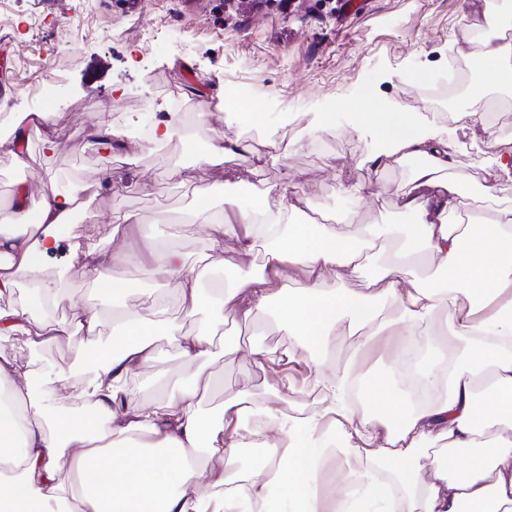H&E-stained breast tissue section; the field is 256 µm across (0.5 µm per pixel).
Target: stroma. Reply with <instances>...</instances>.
I'll return each mask as SVG.
<instances>
[{"mask_svg": "<svg viewBox=\"0 0 512 512\" xmlns=\"http://www.w3.org/2000/svg\"><path fill=\"white\" fill-rule=\"evenodd\" d=\"M505 8L512 10V0H300L288 13L274 5L254 10L251 0H139L134 7L125 0H0V58L13 64L9 98L17 104L12 118L0 120V206L21 189L39 200V190L29 187L34 171L42 187L62 194L79 192L106 172L114 182L84 199L62 234L64 247L40 260L46 276H62L63 301L37 304L36 284L22 278L12 294L0 297V306L27 304L36 317L65 323L71 303L81 302L100 317V342L111 343L114 306L144 314L153 307L157 284L140 272L148 259L145 242L175 248L190 264L202 258L207 233L191 217L202 187L211 190L215 205L228 200L241 208L287 187L308 198L304 217L335 225L339 233L359 238L375 226L377 238L362 266L338 282L369 287L409 238L413 218L399 202L410 168L395 166L374 177L363 159L377 145L354 130L353 115L366 111L369 100L394 99L411 114L447 124L449 114L419 96L446 77L464 80L465 52L486 13ZM47 58L54 64L49 79L42 76ZM44 84L58 111L38 130L28 117L39 109L32 92ZM168 96L180 97L184 111L196 114L232 100L213 128L232 149L223 163L198 161L195 150L209 130L193 122H183L160 147L146 137L123 138L126 129L164 119ZM479 109L486 125L458 130L452 172L477 199L490 184L499 198L512 201V179L494 178L484 165L512 153V84L488 89ZM261 110L268 115L264 126L246 129V116ZM321 112L329 125L315 135ZM102 128L117 133L108 152L95 145ZM270 132L288 143L286 159L267 147ZM47 136L54 142L50 151L43 146ZM128 213L137 223L123 224ZM340 213L348 222H337ZM118 226L124 238L114 237ZM76 240L95 255L124 244L138 251V263L116 262L107 271L126 286L125 295L112 297L82 277L71 263L69 244ZM262 263L260 254L242 255L235 241H225L223 261L211 265L202 286L227 288L258 273ZM295 343L275 306L248 325L225 315L208 359L213 383L203 415L243 390L286 410L319 408L312 368L289 364V388L274 390L249 353L253 345L282 350ZM157 346L167 373L143 374L138 394L145 402L183 369L175 337H158ZM0 352L56 376L59 398L49 402L50 412L78 414L84 374L66 341L34 348L16 334L0 339ZM399 352L398 337L377 339L364 352L365 378H393Z\"/></svg>", "mask_w": 512, "mask_h": 512, "instance_id": "1", "label": "stroma"}]
</instances>
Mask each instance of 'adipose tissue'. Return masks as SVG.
<instances>
[{
    "label": "adipose tissue",
    "mask_w": 512,
    "mask_h": 512,
    "mask_svg": "<svg viewBox=\"0 0 512 512\" xmlns=\"http://www.w3.org/2000/svg\"><path fill=\"white\" fill-rule=\"evenodd\" d=\"M505 19L485 17L484 37L473 56L484 82L470 90L471 104L454 112L456 128L483 122L477 106L488 83L512 74V37ZM380 151L364 162L374 175L411 163L410 188L401 207L414 222L399 260L382 266L369 292L340 288L336 271L357 269L362 248L335 225L298 221L288 194L234 214L213 212L208 190L196 196V217L205 224L208 250L199 264L180 253L152 249L144 273L165 280L189 313L208 301L201 283L220 260L225 239L252 252L268 243L260 275L239 277L219 297L225 313L252 321L277 303L283 325L300 344L281 353L251 348L257 365L275 371L302 360L312 366L324 392L322 409L302 415L241 391L203 421L199 395L212 382L206 360L208 332H181L171 320L122 307L115 313L112 344L99 342L97 313L72 305L68 324L34 318L24 307H0V337L23 334L30 345L66 340L86 379L83 411L50 413L54 378L0 353V512H318L319 481L326 461L345 474L348 492L339 512L357 506L373 512H512V437L483 436L487 421H512V205H497L485 224L451 223L471 197L451 172L448 134L427 125L415 130L398 104L356 115ZM76 197L42 193L37 223H27L24 196L0 210V295L18 278L39 282L42 298L60 292L43 278L39 256L56 252L58 230L70 224ZM424 259L442 272L441 282L405 284L404 264ZM301 269L302 286L288 287L285 269ZM389 300L380 315L371 297ZM348 342L336 348V327ZM178 339V354L193 372L177 390L147 404L128 383L155 361L153 340ZM402 337L404 362L421 393L415 407L397 400L385 380L365 381L364 348L376 337ZM435 445L430 468L415 463ZM262 449V462L242 482L223 472L201 475L200 460L222 452Z\"/></svg>",
    "instance_id": "1"
}]
</instances>
